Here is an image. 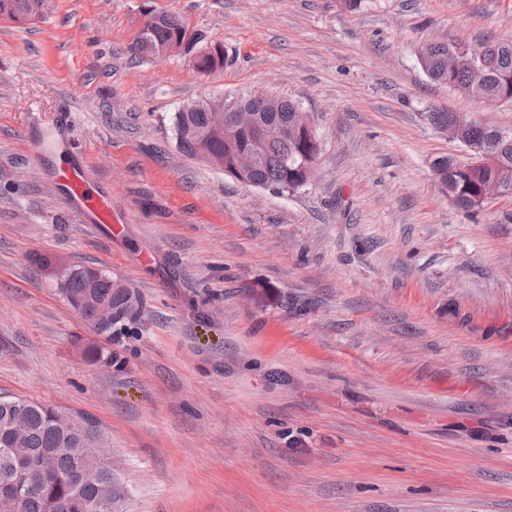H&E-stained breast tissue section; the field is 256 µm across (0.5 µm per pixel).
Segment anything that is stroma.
<instances>
[{
  "label": "stroma",
  "instance_id": "stroma-1",
  "mask_svg": "<svg viewBox=\"0 0 512 512\" xmlns=\"http://www.w3.org/2000/svg\"><path fill=\"white\" fill-rule=\"evenodd\" d=\"M178 14L223 70L135 48ZM512 41V0H49L0 19V395L93 418L126 512H512V196L458 208L430 42ZM269 92L316 130V177L249 186L177 146L187 103ZM112 195L67 199L61 166ZM143 299L99 333L40 258ZM84 342L112 350L87 363ZM204 50H206V48L201 49L197 54ZM226 62L227 56L224 53V47L219 44L214 47L211 46L205 52L199 54L197 64L196 55L194 56V63L196 64L197 70L204 74H209L218 69L224 68V64H226ZM58 181L66 189L70 200L80 204V212L92 216L96 224H112V195L94 194L86 182L83 168L80 166H66L58 172Z\"/></svg>",
  "mask_w": 512,
  "mask_h": 512
}]
</instances>
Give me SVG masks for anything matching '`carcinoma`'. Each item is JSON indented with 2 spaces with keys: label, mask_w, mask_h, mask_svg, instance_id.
<instances>
[{
  "label": "carcinoma",
  "mask_w": 512,
  "mask_h": 512,
  "mask_svg": "<svg viewBox=\"0 0 512 512\" xmlns=\"http://www.w3.org/2000/svg\"><path fill=\"white\" fill-rule=\"evenodd\" d=\"M47 0H0V15L16 23L41 17ZM188 29L179 15L161 12L146 37L154 45L180 40ZM491 51L481 61L467 49V42L429 44L418 51V62L433 81L466 96L482 91L512 101V41L485 39ZM224 47H209L198 55L196 68L204 74L224 67ZM244 105L254 112L260 123L268 127H287L297 120V106L279 99V110L269 111L267 104L250 96H240L232 105ZM431 124L441 129L455 125L468 140L466 149L483 159V164L462 162L443 155L433 162L436 175L450 186L449 198L458 207L470 211L482 207L481 194L489 182L498 181L507 196H512V136L504 140L497 130L486 128L464 112L435 111L429 113ZM175 131L181 135L178 148L189 156L204 149L221 164L224 175L235 172L240 154L252 150L257 137L252 130L235 134L218 133L209 128L204 108L175 115ZM258 164L237 181L249 186L288 191L306 185L303 165L316 161L320 142L316 132L270 135L260 147ZM117 279L107 270L83 266L71 267L60 282L65 300L88 291L112 306V324L98 326L95 313L86 309L81 317L101 333L136 318L142 302L132 304ZM94 289H89V286ZM83 357L92 364L110 365L112 351L94 343L82 349ZM89 418L34 400L0 396V494L13 495L14 512H121L125 490L112 472V460L98 455L93 442L99 435L97 423L85 427ZM20 422L26 429L28 456L16 458L10 450L9 429ZM112 485L111 497L104 499L99 487Z\"/></svg>",
  "instance_id": "carcinoma-1"
}]
</instances>
